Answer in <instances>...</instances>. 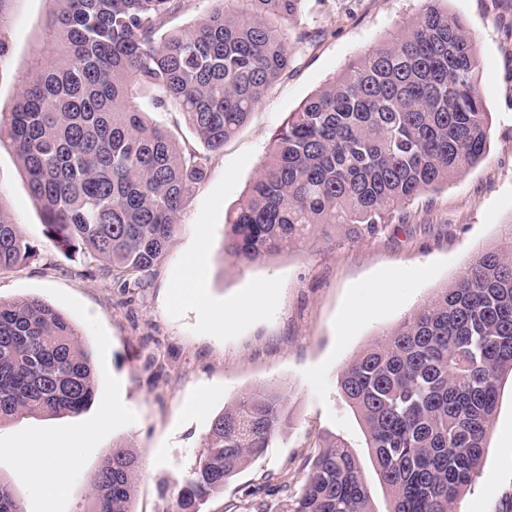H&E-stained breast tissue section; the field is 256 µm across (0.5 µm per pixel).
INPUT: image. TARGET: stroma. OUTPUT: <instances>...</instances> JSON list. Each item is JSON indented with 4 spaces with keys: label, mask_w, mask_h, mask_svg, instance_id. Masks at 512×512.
<instances>
[{
    "label": "stroma",
    "mask_w": 512,
    "mask_h": 512,
    "mask_svg": "<svg viewBox=\"0 0 512 512\" xmlns=\"http://www.w3.org/2000/svg\"><path fill=\"white\" fill-rule=\"evenodd\" d=\"M49 0H10L0 27V113L10 112L17 76L42 37ZM423 0H303L282 27L293 46L285 75L246 124L206 152L203 180L189 191L174 235L144 287L92 274L86 253H63L43 233L15 152L0 147V211L37 247L35 258L0 270V300L36 297L64 314L95 355V397L81 414L19 416L0 425V477L25 512H81L90 480L117 446L139 456L134 512H175L161 485L188 475L214 416L242 390L264 386L288 400L289 423L263 456L212 498L283 512L302 466L323 436L357 456L375 512H386L362 425L338 389L342 368L487 245L512 237V0H448L475 37L479 88L492 129L485 160L447 187L407 205L405 221L374 235L339 228L303 248L244 267L226 260L225 220L246 194L289 112L350 62L414 20ZM206 256L203 308L174 301L195 253ZM110 422H103L106 410ZM72 447L65 487L37 491L14 449L31 439ZM457 512H512V379L503 378L480 472Z\"/></svg>",
    "instance_id": "obj_1"
}]
</instances>
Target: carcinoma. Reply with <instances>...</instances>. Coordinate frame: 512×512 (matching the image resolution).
Instances as JSON below:
<instances>
[{"instance_id":"obj_1","label":"carcinoma","mask_w":512,"mask_h":512,"mask_svg":"<svg viewBox=\"0 0 512 512\" xmlns=\"http://www.w3.org/2000/svg\"><path fill=\"white\" fill-rule=\"evenodd\" d=\"M187 0H50L44 38L18 75L0 146L16 152L44 233L108 276L162 257L203 157L151 116L176 111L210 151L224 147L287 70L281 23L302 0H210L204 19L170 28ZM426 0L402 34L350 63L273 134L228 220L224 255L241 265L304 246L317 231L375 234L394 213L475 167L491 113L464 20ZM35 246L0 210V269ZM512 375V236L489 245L341 371L391 498L389 512H455L480 468L498 384ZM93 354L59 311L36 298L0 301V422L77 415L93 401ZM285 397L247 389L211 423L206 452L163 486L177 512H203L286 427ZM137 455L114 448L82 512H132ZM285 512H373L359 463L327 436L305 462ZM0 512H24L0 480Z\"/></svg>"}]
</instances>
